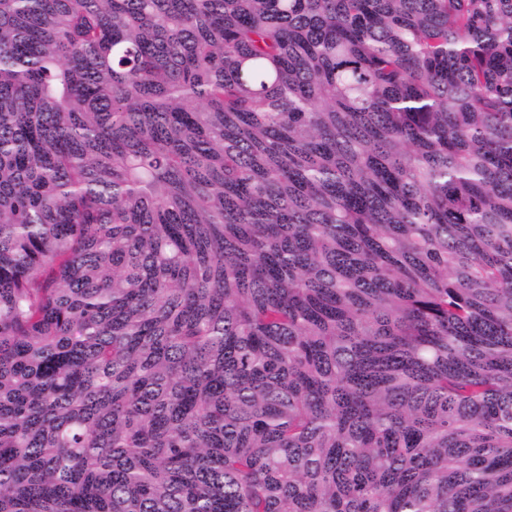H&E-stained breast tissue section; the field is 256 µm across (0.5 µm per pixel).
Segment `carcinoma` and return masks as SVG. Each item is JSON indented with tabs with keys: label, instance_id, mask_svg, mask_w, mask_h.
I'll use <instances>...</instances> for the list:
<instances>
[{
	"label": "carcinoma",
	"instance_id": "carcinoma-1",
	"mask_svg": "<svg viewBox=\"0 0 512 512\" xmlns=\"http://www.w3.org/2000/svg\"><path fill=\"white\" fill-rule=\"evenodd\" d=\"M0 512H512V0H0Z\"/></svg>",
	"mask_w": 512,
	"mask_h": 512
}]
</instances>
